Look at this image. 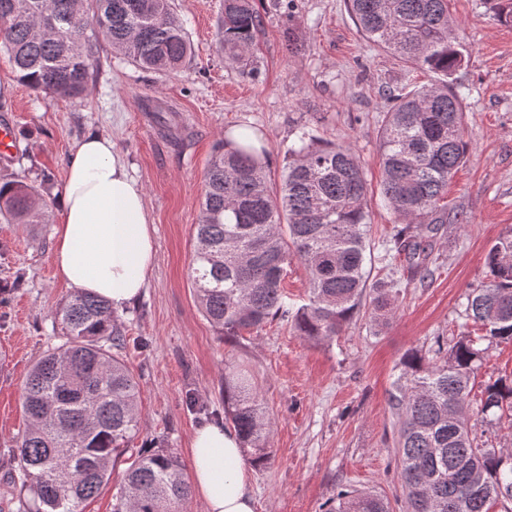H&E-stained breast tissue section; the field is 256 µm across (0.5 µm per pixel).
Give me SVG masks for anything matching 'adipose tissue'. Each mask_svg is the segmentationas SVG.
<instances>
[{
    "label": "adipose tissue",
    "instance_id": "obj_1",
    "mask_svg": "<svg viewBox=\"0 0 512 512\" xmlns=\"http://www.w3.org/2000/svg\"><path fill=\"white\" fill-rule=\"evenodd\" d=\"M55 228L53 265L67 285L113 308L136 300L155 259L144 191L110 138L88 134L71 153ZM195 487L205 512H254L241 439L207 424L190 438Z\"/></svg>",
    "mask_w": 512,
    "mask_h": 512
}]
</instances>
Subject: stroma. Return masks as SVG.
<instances>
[{"mask_svg": "<svg viewBox=\"0 0 512 512\" xmlns=\"http://www.w3.org/2000/svg\"><path fill=\"white\" fill-rule=\"evenodd\" d=\"M169 2L192 45L186 64L145 72L100 39L89 93L80 99L24 85L0 51V123L16 132L12 154L0 158V183L35 184L46 211L41 224L0 217V285L11 289L0 303V457L26 425L21 387L29 369L60 341L48 313L72 289L52 265L58 198L70 154L93 130L111 137L142 185L155 228L146 291L116 312L131 341L118 356L140 391L133 447L170 450L191 465L193 431L228 421L229 362L251 373L269 424L270 458L251 471L255 512H322L342 488L375 491L393 512H403L396 460L401 414L391 402L401 360L411 351L427 354L436 338L452 344L466 335V296L487 282L486 252L512 229V22L497 21L490 0H448L465 55L453 82L471 143L448 198L471 222L441 226L429 258L433 276L422 282L408 278L404 259L384 256L397 220L380 196V132L388 90L433 82L434 74L370 42L344 0H254L263 22L254 78L225 63L219 48L224 0ZM160 101L167 132L150 111ZM239 125L267 136L266 172L275 191L296 127L351 148L369 183L376 257L369 279L392 278L400 288L389 323L375 322L367 300L339 336L315 344L280 319L228 338L201 314L188 269L204 174L225 128ZM510 375L512 342L493 343L476 372L472 400Z\"/></svg>", "mask_w": 512, "mask_h": 512, "instance_id": "stroma-1", "label": "stroma"}]
</instances>
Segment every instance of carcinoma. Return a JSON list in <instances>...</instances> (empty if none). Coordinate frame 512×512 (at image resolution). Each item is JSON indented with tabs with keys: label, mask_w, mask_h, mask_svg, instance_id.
Listing matches in <instances>:
<instances>
[{
	"label": "carcinoma",
	"mask_w": 512,
	"mask_h": 512,
	"mask_svg": "<svg viewBox=\"0 0 512 512\" xmlns=\"http://www.w3.org/2000/svg\"><path fill=\"white\" fill-rule=\"evenodd\" d=\"M350 15L373 43L438 75L412 90L393 89L380 133L381 199L402 224L393 237L410 277L432 276V234L441 224L469 223L448 202V182L466 159L460 93L448 78L463 54L453 37L448 0H347ZM133 64L155 73L182 66L191 46L168 0H0V50L19 81L57 96H83L91 80L87 30ZM261 19L252 0H224L218 42L239 64L254 49ZM218 142L205 174L189 277L203 316L224 336H239L275 318L291 321L308 341H330L360 312L370 289L384 306L396 283H368V183L350 148L323 142L302 127L288 147L281 187L266 175V146ZM37 188L22 179L0 184V214L38 224ZM297 258L309 279L307 303L288 305L281 288ZM489 281L467 296L465 320L480 331L431 355L407 354L392 402L402 412L396 454L407 512H512V453L476 442L468 427L472 379L486 349L512 341V229L486 254ZM48 317L63 341L28 372L21 403L26 427L8 467L16 512H82L111 478L117 458L129 466L112 512H183L191 490L173 451L129 453L139 430L138 383L112 350L127 337L112 306L77 291ZM224 405L245 450L260 465L269 436L253 378L224 373ZM482 421L512 423V377L485 385ZM326 512H391L370 491H339Z\"/></svg>",
	"instance_id": "cac0c4a2"
}]
</instances>
